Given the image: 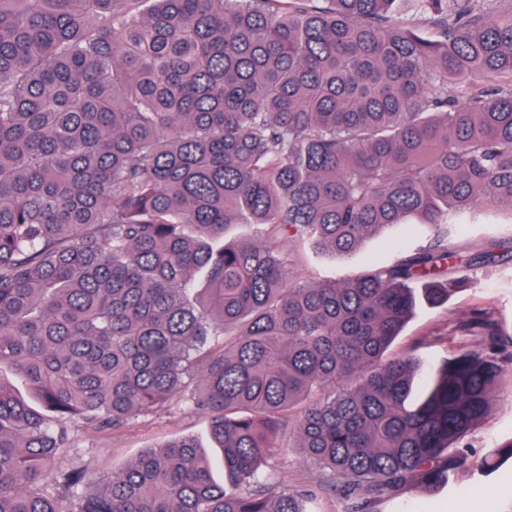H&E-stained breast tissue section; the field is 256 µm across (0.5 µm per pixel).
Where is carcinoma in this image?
Returning <instances> with one entry per match:
<instances>
[{"label":"carcinoma","instance_id":"cac0c4a2","mask_svg":"<svg viewBox=\"0 0 512 512\" xmlns=\"http://www.w3.org/2000/svg\"><path fill=\"white\" fill-rule=\"evenodd\" d=\"M504 207L512 0H0V370L34 397L0 381V512H308L259 474L286 431L347 512L447 484L512 374L497 323L413 404L420 359L384 356L418 292L512 259L448 246ZM244 215L260 239L224 241ZM404 224L433 234L348 281L291 282L270 241L345 257ZM179 394L224 483L189 437L57 465L73 426Z\"/></svg>","mask_w":512,"mask_h":512}]
</instances>
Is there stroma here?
<instances>
[{
    "instance_id": "obj_1",
    "label": "stroma",
    "mask_w": 512,
    "mask_h": 512,
    "mask_svg": "<svg viewBox=\"0 0 512 512\" xmlns=\"http://www.w3.org/2000/svg\"><path fill=\"white\" fill-rule=\"evenodd\" d=\"M429 234V227L403 225L389 236L366 238L344 258L298 247L284 236L277 243L291 260V280L310 284L328 278H350L373 261L391 262L405 245L424 241ZM491 239L512 240L511 213L498 211L479 222L459 225L452 243L460 250L475 252ZM477 309L486 310L498 320L505 338L503 347L512 354V261L468 272L444 305L418 306L389 347V355L412 348L428 367L457 350L476 348L479 337L462 331L459 323ZM181 437L194 438L212 458H220V450L212 446L206 418L176 401L168 410L136 417L119 430L80 432L77 447L63 449L58 463L83 468L88 476L98 477L128 466L148 448ZM511 438L512 381H506L494 393L489 416L464 437L463 461L448 484L430 493L400 491L377 501L374 512H512V466L503 465L487 476L477 471L478 465L492 461L495 450ZM271 475L287 481L291 488L316 491L317 512H345V498L332 488L327 473L305 463L291 441H284Z\"/></svg>"
}]
</instances>
